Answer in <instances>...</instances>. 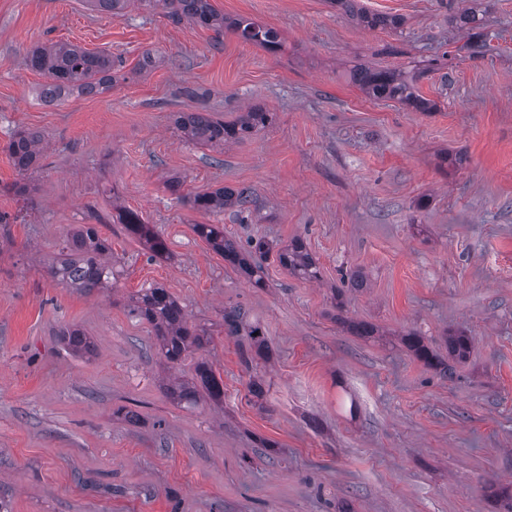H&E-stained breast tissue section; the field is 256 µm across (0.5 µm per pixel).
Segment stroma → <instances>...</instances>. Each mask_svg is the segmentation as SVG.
I'll return each mask as SVG.
<instances>
[{"instance_id": "stroma-1", "label": "stroma", "mask_w": 512, "mask_h": 512, "mask_svg": "<svg viewBox=\"0 0 512 512\" xmlns=\"http://www.w3.org/2000/svg\"><path fill=\"white\" fill-rule=\"evenodd\" d=\"M211 4L278 29L284 50L174 24L137 0L118 18L85 0H0V212L13 219L0 233V501L9 512H507L512 0H476L491 47L479 59L446 0H360L401 17L396 31L357 25L331 0ZM55 42L125 65L106 92L47 104L27 56ZM360 64L416 75L436 111L368 97L350 80ZM254 105L272 122L221 149L181 140L172 122L206 110L230 123ZM19 128L47 142L24 175L4 150ZM19 181L28 196L14 194ZM223 186L251 188L258 211L243 222L182 201ZM122 206L165 239L167 258L127 235ZM211 223L242 244L302 239L319 279L271 257L266 288L251 287L195 234ZM76 224L110 238L117 290L49 275ZM352 272L362 288L344 286ZM154 285L208 328L210 345L178 374L207 359L223 404L166 396L153 332L126 308ZM235 306L265 337L249 369L224 332ZM348 320L379 334L353 335ZM66 324L91 337L92 357L64 349ZM409 331L439 351L463 332L473 348L447 378L401 344Z\"/></svg>"}]
</instances>
